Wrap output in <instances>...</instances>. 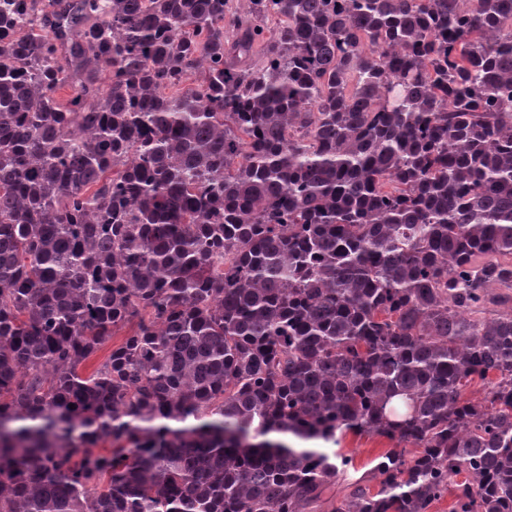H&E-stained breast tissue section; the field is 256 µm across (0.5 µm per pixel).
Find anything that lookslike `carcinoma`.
I'll return each mask as SVG.
<instances>
[{
    "instance_id": "carcinoma-1",
    "label": "carcinoma",
    "mask_w": 512,
    "mask_h": 512,
    "mask_svg": "<svg viewBox=\"0 0 512 512\" xmlns=\"http://www.w3.org/2000/svg\"><path fill=\"white\" fill-rule=\"evenodd\" d=\"M246 3L0 0V512H512V0ZM392 447L393 444L384 438L367 435L355 436L352 433H347L341 440V444L337 446L354 458L357 471L351 470L350 478H359L363 474H367L375 465L374 459Z\"/></svg>"
}]
</instances>
